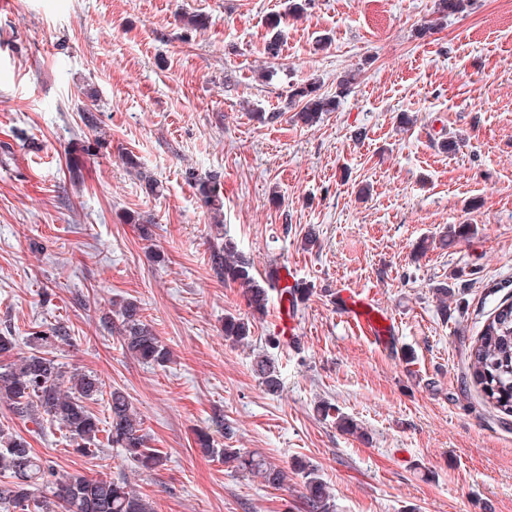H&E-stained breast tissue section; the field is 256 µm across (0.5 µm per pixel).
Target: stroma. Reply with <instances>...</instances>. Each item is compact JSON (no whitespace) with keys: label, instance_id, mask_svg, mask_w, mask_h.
Wrapping results in <instances>:
<instances>
[{"label":"stroma","instance_id":"obj_1","mask_svg":"<svg viewBox=\"0 0 512 512\" xmlns=\"http://www.w3.org/2000/svg\"><path fill=\"white\" fill-rule=\"evenodd\" d=\"M9 2L0 332L22 343L67 326L54 356L122 389L165 464L138 468L103 440L76 454L57 423L3 402L0 429L59 472L126 479L156 512H306L301 465L327 484L333 512H512V415L467 369L484 321L512 296V0H472L437 27L436 0H311L275 58L267 22L286 0ZM184 13L206 15V28L184 27ZM350 72L357 83L336 111L297 120L290 90L332 96ZM94 139L93 155L77 151ZM127 153L159 194L126 168ZM204 174L221 184L218 224L193 188ZM462 224L468 237L435 243ZM221 234L257 278L295 268L306 290L296 343L275 337L278 300L250 318L241 289L217 277ZM442 282L463 297L444 311L432 293ZM343 283L394 314V345L348 330L333 304ZM125 301L169 363L123 351L111 311ZM228 313L250 318L248 341L225 340ZM260 354L280 393L255 374ZM323 401L361 434L321 416ZM201 432L261 454L287 482L204 454ZM253 369L267 391L276 393L280 390V374H278L279 372L270 358L266 355H258L254 359Z\"/></svg>","mask_w":512,"mask_h":512}]
</instances>
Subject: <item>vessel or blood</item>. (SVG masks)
Returning a JSON list of instances; mask_svg holds the SVG:
<instances>
[{"instance_id":"obj_1","label":"vessel or blood","mask_w":512,"mask_h":512,"mask_svg":"<svg viewBox=\"0 0 512 512\" xmlns=\"http://www.w3.org/2000/svg\"><path fill=\"white\" fill-rule=\"evenodd\" d=\"M336 309L355 335L380 346L394 341L395 320L363 290L347 284L341 285L336 290ZM278 329L281 336L291 341L298 334V318L290 299L282 301Z\"/></svg>"}]
</instances>
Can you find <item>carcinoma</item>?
I'll list each match as a JSON object with an SVG mask.
<instances>
[{"label": "carcinoma", "mask_w": 512, "mask_h": 512, "mask_svg": "<svg viewBox=\"0 0 512 512\" xmlns=\"http://www.w3.org/2000/svg\"><path fill=\"white\" fill-rule=\"evenodd\" d=\"M469 0H438L436 18L431 25L443 24L449 16L462 13ZM305 10L300 0H289L284 15L269 18V27L275 30L269 39L266 52L276 57L280 47L278 28L287 17H296ZM290 104L299 107L297 118L311 126L320 121L323 113L333 112L337 97L316 94L311 85L291 90ZM126 165L135 170L150 192H158L159 185L140 167L134 155L125 157ZM194 188L198 200L209 212L220 214L224 198L217 175L197 177ZM212 265L224 281L242 288L252 314L265 313L274 286L259 280L252 266L230 238L213 250ZM122 316V349L147 362L162 365L170 360V350L161 344L152 330L140 320L138 307L132 302L120 305ZM224 336L235 343L250 337V322L228 314L224 316ZM67 340V331L54 327L49 331H35L27 337L28 351L0 371V402H6L25 416L46 415L59 423L69 435L74 451L82 456L91 452L97 441L100 421L87 402L103 393V383L91 374L70 375L68 389H62L65 378L63 366L49 347L57 340ZM253 369L266 390L276 393L281 387L280 374L274 362L265 355L254 359ZM468 372L481 387L485 399L506 415L512 413V302L504 299L485 320L480 335L468 353ZM109 428L107 439L112 446L125 450L126 457L139 466L154 470L162 465L161 453L147 446L140 434V422L132 412L126 394L114 388L108 397ZM198 444L206 452L224 455V462L238 463L242 470H255L271 485H281L285 471L259 455H243L235 448H215L207 435L198 437ZM305 479L307 512H330L331 495L316 473L300 468ZM0 512H154L142 496L133 491L127 482L108 476L89 479L81 475H61L49 461L32 454L27 443L0 430ZM45 489L46 496L33 498L32 487Z\"/></svg>", "instance_id": "carcinoma-1"}]
</instances>
